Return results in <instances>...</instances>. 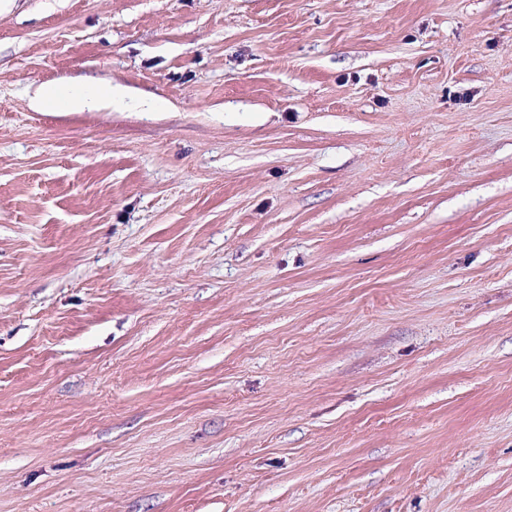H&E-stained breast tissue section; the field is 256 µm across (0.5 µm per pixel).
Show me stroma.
Returning a JSON list of instances; mask_svg holds the SVG:
<instances>
[{
  "instance_id": "stroma-1",
  "label": "stroma",
  "mask_w": 512,
  "mask_h": 512,
  "mask_svg": "<svg viewBox=\"0 0 512 512\" xmlns=\"http://www.w3.org/2000/svg\"><path fill=\"white\" fill-rule=\"evenodd\" d=\"M0 512H512V0H0ZM34 105L48 106L57 102H63L73 111L96 107L105 102H112V89L96 92L90 95L67 94L59 85H49L41 88L34 98Z\"/></svg>"
}]
</instances>
